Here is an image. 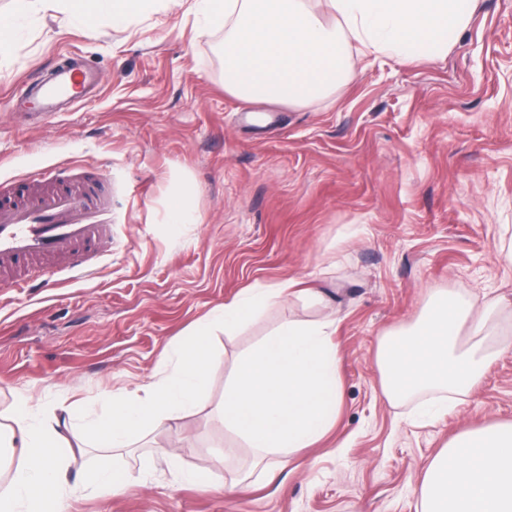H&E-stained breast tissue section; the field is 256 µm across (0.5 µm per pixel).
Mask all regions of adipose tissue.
Instances as JSON below:
<instances>
[{"label":"adipose tissue","instance_id":"1","mask_svg":"<svg viewBox=\"0 0 512 512\" xmlns=\"http://www.w3.org/2000/svg\"><path fill=\"white\" fill-rule=\"evenodd\" d=\"M21 12H54L84 24H121L158 11L163 0H19ZM192 0L197 23L224 31V88L253 101L302 106L335 91L354 61L394 57L431 59L447 54L480 0ZM300 292L291 278L247 288L197 322L165 358L167 371L135 392L109 395L99 410L58 403L56 412L20 399L9 424L0 423V447L19 458L0 490V512H64L79 494H120L127 470L94 466L66 485L61 471L75 443L120 451L141 435L174 430L205 394L212 362L207 338L232 336L273 301ZM495 303L475 307L449 295L434 296L415 329L389 335L377 348L382 392L391 402L421 390L442 393L426 409L475 390L505 338L487 344ZM336 322L282 323L242 354L224 388V424L256 456L257 474L219 484L208 472L182 473L183 481L217 495L247 491L255 479L272 481L276 455L324 440L342 402ZM416 512H512V422L468 429L428 464L417 490Z\"/></svg>","mask_w":512,"mask_h":512}]
</instances>
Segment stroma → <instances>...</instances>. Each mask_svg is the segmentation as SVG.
Returning a JSON list of instances; mask_svg holds the SVG:
<instances>
[{
	"instance_id": "35a3bbf8",
	"label": "stroma",
	"mask_w": 512,
	"mask_h": 512,
	"mask_svg": "<svg viewBox=\"0 0 512 512\" xmlns=\"http://www.w3.org/2000/svg\"><path fill=\"white\" fill-rule=\"evenodd\" d=\"M191 0L118 28L22 16L0 53V193L112 178V250L92 275L59 262L22 288H0V416L17 395L92 404L148 383L195 321L246 288L295 277L320 302L292 297L237 335L211 337L207 394L179 432L141 439L170 455L102 448L64 474L125 466L119 496L74 497L66 512H416L429 461L456 435L512 422V349L439 417L419 397L389 403L375 351L438 292L498 301L493 331L512 337V0H481L439 59L355 64L328 97L295 107L224 89V32L201 31ZM78 58L97 82L65 112L11 96ZM192 189L196 220L173 225ZM336 320L343 403L332 434L280 460L274 481L220 497L180 471L221 482L252 451L224 426V381L237 356L280 323ZM238 453L218 462L220 451Z\"/></svg>"
}]
</instances>
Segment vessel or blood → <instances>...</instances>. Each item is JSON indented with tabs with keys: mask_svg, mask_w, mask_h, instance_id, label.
I'll return each instance as SVG.
<instances>
[{
	"mask_svg": "<svg viewBox=\"0 0 512 512\" xmlns=\"http://www.w3.org/2000/svg\"><path fill=\"white\" fill-rule=\"evenodd\" d=\"M76 69L56 71L47 82L25 90L30 102L43 111L69 100L77 81ZM44 185L22 201L0 203V271L19 260L64 257L70 268L89 274L92 253L112 246V193L101 182L88 181L73 188L51 186V172H43Z\"/></svg>",
	"mask_w": 512,
	"mask_h": 512,
	"instance_id": "obj_1",
	"label": "vessel or blood"
}]
</instances>
